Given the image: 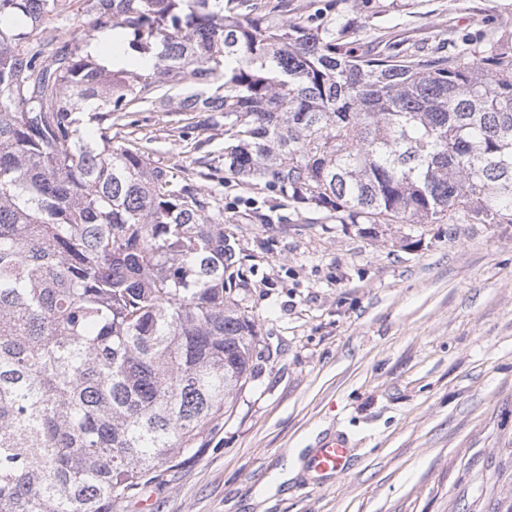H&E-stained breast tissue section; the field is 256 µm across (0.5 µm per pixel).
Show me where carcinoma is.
<instances>
[{
	"label": "carcinoma",
	"mask_w": 512,
	"mask_h": 512,
	"mask_svg": "<svg viewBox=\"0 0 512 512\" xmlns=\"http://www.w3.org/2000/svg\"><path fill=\"white\" fill-rule=\"evenodd\" d=\"M287 7L0 0V512H114L232 408L260 338L200 181L344 224H512V44L345 54ZM109 29L147 65L96 63ZM178 85L215 87L172 111L224 115V166L113 131Z\"/></svg>",
	"instance_id": "obj_1"
}]
</instances>
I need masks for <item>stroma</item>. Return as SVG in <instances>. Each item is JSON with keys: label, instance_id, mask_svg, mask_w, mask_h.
I'll use <instances>...</instances> for the list:
<instances>
[{"label": "stroma", "instance_id": "stroma-1", "mask_svg": "<svg viewBox=\"0 0 512 512\" xmlns=\"http://www.w3.org/2000/svg\"><path fill=\"white\" fill-rule=\"evenodd\" d=\"M290 0L289 19L340 24L349 50L453 51L512 42V0ZM130 139L161 165L219 161L223 116L199 150L166 102ZM233 298L263 353L232 413L143 492L151 512H512V224H383L369 233L263 183L225 176ZM349 469L311 483L327 436Z\"/></svg>", "mask_w": 512, "mask_h": 512}]
</instances>
